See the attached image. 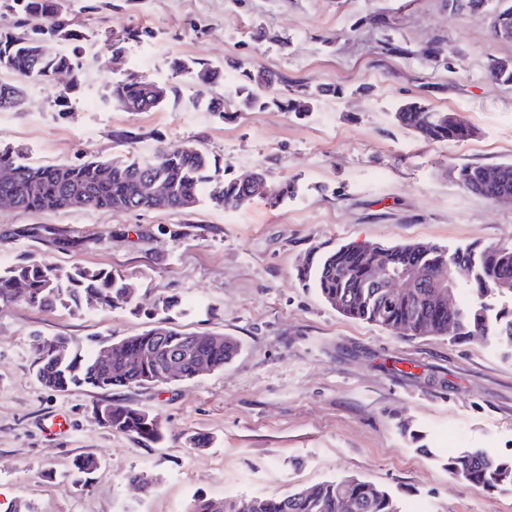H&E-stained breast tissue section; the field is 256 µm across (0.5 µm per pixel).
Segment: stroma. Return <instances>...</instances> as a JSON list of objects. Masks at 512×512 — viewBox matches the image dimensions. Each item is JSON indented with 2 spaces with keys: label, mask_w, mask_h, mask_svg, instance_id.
<instances>
[{
  "label": "stroma",
  "mask_w": 512,
  "mask_h": 512,
  "mask_svg": "<svg viewBox=\"0 0 512 512\" xmlns=\"http://www.w3.org/2000/svg\"><path fill=\"white\" fill-rule=\"evenodd\" d=\"M77 40L48 53L80 57L79 78L26 81L20 108L0 112V149L35 165L150 158L190 143L215 179L261 168L269 193L295 179L297 196L235 211L201 198L182 210L113 212L89 207L30 212L0 203V268L24 258L67 269L124 274L142 314L73 313L0 303V512H185L193 494L215 500L279 496L353 476L388 489L400 512H512V487L464 488L444 468L447 449L512 455V354L476 337L398 336L332 309L298 269L310 252L350 243L418 241L449 248L512 246V202L457 182L464 165L512 162V82L491 81L490 60L511 59L492 30L505 0L477 12L448 0H58ZM150 37L114 58L113 36ZM406 47L383 53L387 39ZM456 51L453 62L427 48ZM249 60L283 79L282 90L338 85L299 117L276 107L238 111L223 84L176 80L173 61ZM143 74L178 85L152 112L112 105L113 80ZM224 100L217 118L197 97ZM421 100L475 130L463 143H432L401 127L398 107ZM135 133L134 143L118 139ZM77 240L60 249L58 241ZM177 296L175 322L192 334L235 337L223 369L151 387L57 392L35 378L37 338L120 340L153 325L146 312ZM157 414L164 438L113 433L97 407ZM62 414L64 434L45 419ZM422 432L426 452L401 433ZM191 435L208 438L191 446ZM98 458L88 487L70 477L80 456ZM137 471L151 492L130 485Z\"/></svg>",
  "instance_id": "35a3bbf8"
}]
</instances>
